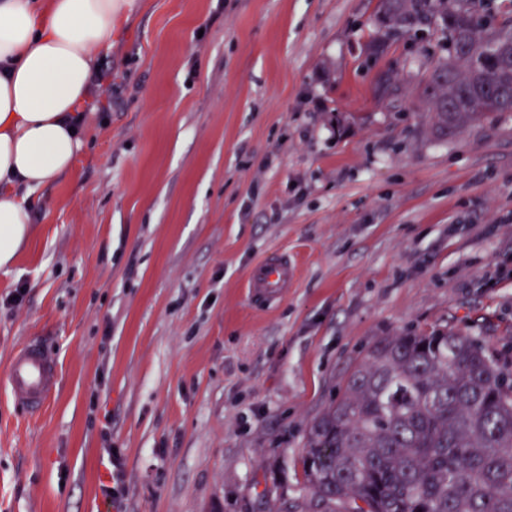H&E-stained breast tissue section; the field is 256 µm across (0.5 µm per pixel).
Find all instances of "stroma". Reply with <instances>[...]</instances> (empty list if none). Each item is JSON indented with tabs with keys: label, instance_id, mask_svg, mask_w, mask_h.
Wrapping results in <instances>:
<instances>
[{
	"label": "stroma",
	"instance_id": "1",
	"mask_svg": "<svg viewBox=\"0 0 512 512\" xmlns=\"http://www.w3.org/2000/svg\"><path fill=\"white\" fill-rule=\"evenodd\" d=\"M376 5L126 11L73 168L30 194L0 271V368L36 341L60 370L40 410L0 390V512L295 501L312 420L405 329L468 334L512 375V114L433 138L419 82L439 29L373 52ZM273 252L297 280L251 300Z\"/></svg>",
	"mask_w": 512,
	"mask_h": 512
}]
</instances>
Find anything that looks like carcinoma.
<instances>
[{
  "mask_svg": "<svg viewBox=\"0 0 512 512\" xmlns=\"http://www.w3.org/2000/svg\"><path fill=\"white\" fill-rule=\"evenodd\" d=\"M481 0H378L408 33L441 20L448 57L422 97L439 138L512 112V19ZM294 512H512V383L475 338L386 336L311 423Z\"/></svg>",
  "mask_w": 512,
  "mask_h": 512,
  "instance_id": "obj_1",
  "label": "carcinoma"
}]
</instances>
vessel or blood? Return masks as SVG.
<instances>
[{"mask_svg":"<svg viewBox=\"0 0 512 512\" xmlns=\"http://www.w3.org/2000/svg\"><path fill=\"white\" fill-rule=\"evenodd\" d=\"M297 267L286 254L270 255L250 270L247 287L253 299H276L285 295L296 280ZM59 382L58 366L40 344L22 346L0 371V386L9 390L13 403L35 411L46 405Z\"/></svg>","mask_w":512,"mask_h":512,"instance_id":"obj_1","label":"vessel or blood"}]
</instances>
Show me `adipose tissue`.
<instances>
[{
  "mask_svg": "<svg viewBox=\"0 0 512 512\" xmlns=\"http://www.w3.org/2000/svg\"><path fill=\"white\" fill-rule=\"evenodd\" d=\"M131 0H0V269L28 239L27 194L67 175L100 74Z\"/></svg>",
  "mask_w": 512,
  "mask_h": 512,
  "instance_id": "adipose-tissue-1",
  "label": "adipose tissue"
}]
</instances>
